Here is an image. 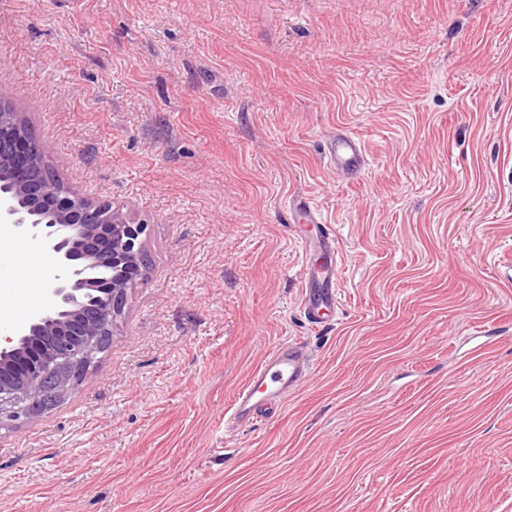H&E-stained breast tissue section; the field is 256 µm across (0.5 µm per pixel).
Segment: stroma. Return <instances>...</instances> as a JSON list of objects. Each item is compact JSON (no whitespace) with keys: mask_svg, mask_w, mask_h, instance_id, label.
<instances>
[{"mask_svg":"<svg viewBox=\"0 0 512 512\" xmlns=\"http://www.w3.org/2000/svg\"><path fill=\"white\" fill-rule=\"evenodd\" d=\"M0 98L150 258L82 383L0 429V512H512V0H0ZM297 193L341 257L322 326ZM295 340L307 384L225 428ZM324 157L337 170L352 173L363 168L366 152L360 139L351 133L342 132L327 144Z\"/></svg>","mask_w":512,"mask_h":512,"instance_id":"stroma-1","label":"stroma"}]
</instances>
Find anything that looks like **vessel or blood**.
Returning a JSON list of instances; mask_svg holds the SVG:
<instances>
[{"instance_id":"1","label":"vessel or blood","mask_w":512,"mask_h":512,"mask_svg":"<svg viewBox=\"0 0 512 512\" xmlns=\"http://www.w3.org/2000/svg\"><path fill=\"white\" fill-rule=\"evenodd\" d=\"M324 156L336 169L352 173L363 168L366 152L360 139L344 132L327 144ZM287 210L293 223L315 230L314 235L302 237L303 252L317 251L328 258L323 265L308 262L303 268L302 311L310 324L318 326L338 306L335 234L330 225L323 223L307 195L290 196ZM309 375L310 360L303 343L290 341L276 346L237 392L231 408L234 423L244 426L264 417L281 406L290 392L304 385Z\"/></svg>"}]
</instances>
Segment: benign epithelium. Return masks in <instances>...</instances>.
Returning a JSON list of instances; mask_svg holds the SVG:
<instances>
[{
	"label": "benign epithelium",
	"instance_id": "benign-epithelium-1",
	"mask_svg": "<svg viewBox=\"0 0 512 512\" xmlns=\"http://www.w3.org/2000/svg\"><path fill=\"white\" fill-rule=\"evenodd\" d=\"M0 105V224L48 256V298L0 344V428L71 391L110 348L143 276L149 225L49 177L25 113Z\"/></svg>",
	"mask_w": 512,
	"mask_h": 512
}]
</instances>
